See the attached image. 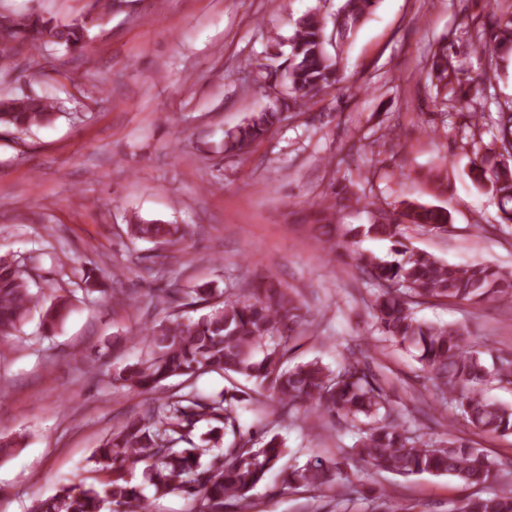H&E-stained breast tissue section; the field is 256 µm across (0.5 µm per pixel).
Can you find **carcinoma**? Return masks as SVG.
Here are the masks:
<instances>
[{"label": "carcinoma", "instance_id": "carcinoma-1", "mask_svg": "<svg viewBox=\"0 0 512 512\" xmlns=\"http://www.w3.org/2000/svg\"><path fill=\"white\" fill-rule=\"evenodd\" d=\"M375 0H344L333 21L311 10L295 22L288 37L289 52L283 66L287 81V107L301 110L311 100L334 87L338 56L328 47L339 44L370 13ZM121 0H94L92 10L59 24L39 15L0 16V40L30 38L68 53H81L101 16L119 8ZM473 52L490 60L505 61L512 54V12L502 14L489 29L470 35ZM431 69L448 99L462 100L479 94L491 81L469 76L448 57L443 45L434 53ZM54 102L39 96L0 97V129L25 133L50 124L57 116ZM276 110L253 112L224 137V152L238 154L262 140L280 122ZM495 147L472 162L469 178L491 192L505 206L512 203V103L499 108L494 119ZM360 203L347 186L334 185L323 199L317 222L325 230L323 243L335 242L332 225L339 215ZM371 207L370 223L346 234L363 235L391 243L392 259L370 256L359 269L381 288L372 304V315L386 340L415 348L418 361L430 374V395L441 405L451 404L472 430L488 436L512 434V407L488 399L483 386L497 381L512 385V361L487 364L484 352L469 344L464 331L422 321L415 305L431 299L482 302L512 297V275L506 276L481 262L447 263L407 243L404 228L412 224L429 232H446L450 215L442 206L412 201L400 208ZM128 234L160 246L174 247L184 237L177 224L146 219L138 214L128 220ZM177 308L202 311L196 318L172 314L130 342L143 346L138 361L113 374V381L146 396L148 408L115 426L92 455V472L103 479L90 484L63 485L40 499L31 512H148L143 488L132 483L136 470L153 495L177 493L190 500L193 512H240L252 508L250 492L288 453L279 435L241 432L235 393L215 397L197 393L158 396L162 383L191 378L198 373L235 374L254 383L256 393L272 403V412L306 408L318 417H333L360 429L351 448V459L398 475H448L467 486H478L496 473L481 449L450 438L434 448L422 441L393 406L386 390L351 353L332 370L314 360L287 365L289 344L307 319L302 305L274 280L265 278L239 289L221 290L205 283L183 291L171 289ZM38 305L26 272L14 257L0 256V339L20 331ZM70 313L68 300L59 297L42 314L43 327L51 331ZM213 421L200 437L192 438L196 424ZM228 446L221 447L226 435ZM341 472L312 458L287 474L286 483L312 490L339 486ZM457 512H512V485L498 493L463 499Z\"/></svg>", "mask_w": 512, "mask_h": 512}]
</instances>
